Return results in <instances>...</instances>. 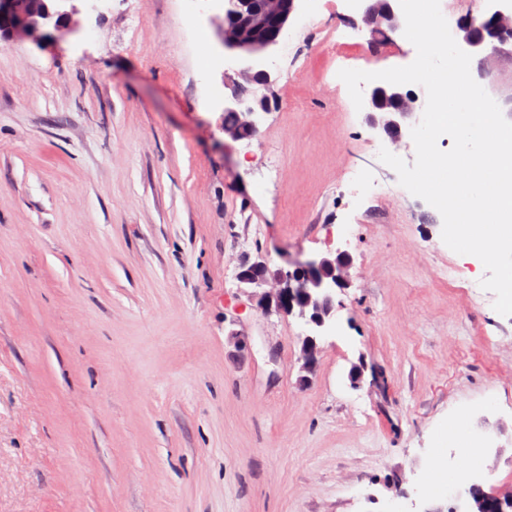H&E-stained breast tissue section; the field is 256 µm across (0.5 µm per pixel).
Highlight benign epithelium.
<instances>
[{
    "label": "benign epithelium",
    "mask_w": 512,
    "mask_h": 512,
    "mask_svg": "<svg viewBox=\"0 0 512 512\" xmlns=\"http://www.w3.org/2000/svg\"><path fill=\"white\" fill-rule=\"evenodd\" d=\"M79 0H0V41L29 39L34 42L53 38L72 30L75 16L81 12ZM300 0H225L220 39L225 51L240 65L246 82L266 88L272 73L266 54L285 36ZM360 21L378 38L391 43L404 28L399 0H358ZM488 7L479 17L464 16L456 21L457 44L477 60L479 80L493 87L494 100L512 120V84L502 83L492 65L507 57L512 60V8L504 0H487ZM271 102L256 94L247 102L235 86L224 101V111L239 113L240 121L257 132ZM423 102L401 85L381 82L367 91L363 99L364 121L368 127L399 150L408 146L411 128L418 122ZM352 257L339 251L333 257L297 261L293 269L269 270L267 260L259 256L244 264L241 279L261 289L258 307L274 309L301 320V358L303 369L312 371L317 364L320 341L336 323V290L349 282Z\"/></svg>",
    "instance_id": "7a95c632"
}]
</instances>
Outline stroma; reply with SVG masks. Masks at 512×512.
<instances>
[{"label":"stroma","mask_w":512,"mask_h":512,"mask_svg":"<svg viewBox=\"0 0 512 512\" xmlns=\"http://www.w3.org/2000/svg\"><path fill=\"white\" fill-rule=\"evenodd\" d=\"M351 15L300 0L241 141L221 129L222 0H109L45 45L0 41V512H470L471 484L512 493V317L380 162L338 72L416 51H367ZM337 250L339 330L304 383L300 322L258 311L239 265ZM359 363L382 381L352 388ZM461 412L480 461L426 495L430 463L459 466L439 433Z\"/></svg>","instance_id":"obj_1"}]
</instances>
